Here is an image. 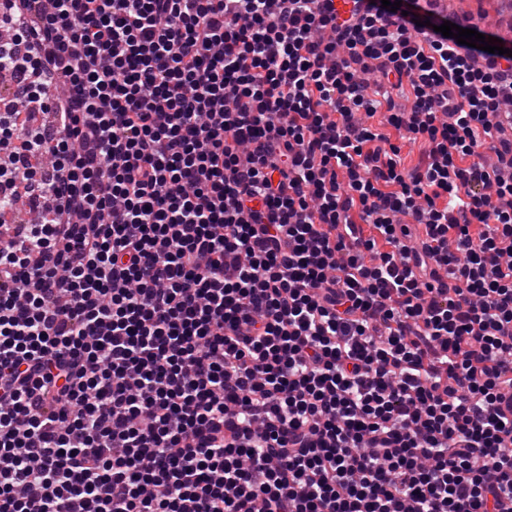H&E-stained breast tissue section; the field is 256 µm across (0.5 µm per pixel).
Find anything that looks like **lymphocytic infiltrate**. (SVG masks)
I'll list each match as a JSON object with an SVG mask.
<instances>
[{
  "instance_id": "f902f5d3",
  "label": "lymphocytic infiltrate",
  "mask_w": 512,
  "mask_h": 512,
  "mask_svg": "<svg viewBox=\"0 0 512 512\" xmlns=\"http://www.w3.org/2000/svg\"><path fill=\"white\" fill-rule=\"evenodd\" d=\"M444 21L0 0V512L512 504V57Z\"/></svg>"
}]
</instances>
